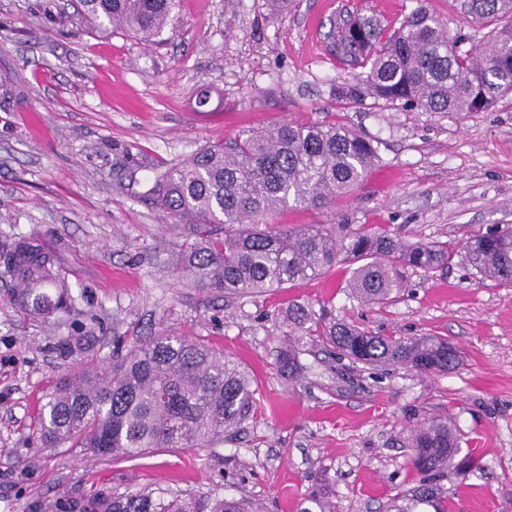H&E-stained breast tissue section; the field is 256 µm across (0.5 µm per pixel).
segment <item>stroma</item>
<instances>
[{"label": "stroma", "instance_id": "stroma-1", "mask_svg": "<svg viewBox=\"0 0 512 512\" xmlns=\"http://www.w3.org/2000/svg\"><path fill=\"white\" fill-rule=\"evenodd\" d=\"M420 1L471 33L461 0H180L147 45L79 27L78 0H0V241L43 236L73 296L50 322L11 303L0 277V512H83L101 494L159 490L299 512L317 482L336 512H383L418 480L400 437L434 415L449 416L462 452L483 464L449 474V512H512V286L456 259L442 273L408 272L382 306L349 298L346 266L258 295L205 293L179 281L184 230L150 201L157 173L210 143L285 118L337 119L377 141L378 164L335 209L288 205L275 224H355L457 246L512 226V93L471 113L336 98L356 72L336 53L341 18L366 14L388 32ZM295 301L382 335L447 339L463 362L440 374L352 367L312 344L303 378L290 381L273 319ZM162 328L250 370L257 402L236 431L209 448L131 458L35 451L39 410L65 369L104 372L113 352ZM65 336L84 337L88 351L65 360Z\"/></svg>", "mask_w": 512, "mask_h": 512}]
</instances>
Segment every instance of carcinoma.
<instances>
[{
    "instance_id": "carcinoma-1",
    "label": "carcinoma",
    "mask_w": 512,
    "mask_h": 512,
    "mask_svg": "<svg viewBox=\"0 0 512 512\" xmlns=\"http://www.w3.org/2000/svg\"><path fill=\"white\" fill-rule=\"evenodd\" d=\"M78 20L100 32L116 29L146 43L163 33L178 0H79ZM474 33L462 36L420 4L387 35L373 19L342 20L336 53L362 69L337 89L339 98L368 95L425 112H487L512 93V0H464ZM486 34H480V31ZM378 159L374 140L336 122L282 120L263 132L230 143L209 144L168 165L151 191L154 203L186 226L178 277L195 288L245 296L325 275L355 264L349 297L369 305L391 301L405 287L406 271L448 268L455 249L446 242L407 243L385 229L351 224H300L288 229L273 215L292 203L329 210L348 196ZM468 269L512 284V228L467 241ZM0 265L13 283L20 309L57 318L72 301L57 252L34 233L0 244ZM288 338L281 374H303L299 355L319 340L339 358L371 367L404 366L420 373H447L460 351L438 336H381L339 318L325 305L294 302L279 321ZM250 372L235 358L201 340L163 329L136 338L98 375L59 377L40 413L39 447L85 448L94 455L136 457L152 448H207L240 426L255 406ZM405 447L418 483L385 505V512H448V472H470L480 459L460 452L448 417L433 416L409 430ZM300 512H336L317 490ZM89 512H257L234 496H167L125 500L102 497Z\"/></svg>"
}]
</instances>
